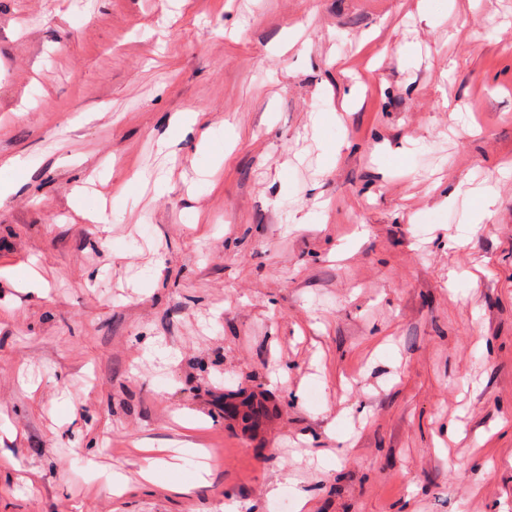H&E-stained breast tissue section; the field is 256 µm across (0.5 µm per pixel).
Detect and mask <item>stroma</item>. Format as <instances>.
<instances>
[{
	"instance_id": "obj_1",
	"label": "stroma",
	"mask_w": 512,
	"mask_h": 512,
	"mask_svg": "<svg viewBox=\"0 0 512 512\" xmlns=\"http://www.w3.org/2000/svg\"><path fill=\"white\" fill-rule=\"evenodd\" d=\"M19 154L0 512H512V0H0Z\"/></svg>"
}]
</instances>
